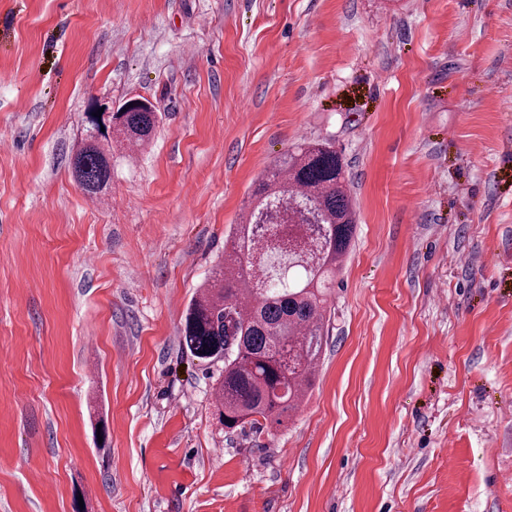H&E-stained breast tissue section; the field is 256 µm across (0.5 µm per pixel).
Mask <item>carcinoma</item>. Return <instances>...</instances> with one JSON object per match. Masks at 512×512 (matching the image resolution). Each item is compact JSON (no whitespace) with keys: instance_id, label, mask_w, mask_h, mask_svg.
<instances>
[{"instance_id":"carcinoma-1","label":"carcinoma","mask_w":512,"mask_h":512,"mask_svg":"<svg viewBox=\"0 0 512 512\" xmlns=\"http://www.w3.org/2000/svg\"><path fill=\"white\" fill-rule=\"evenodd\" d=\"M157 113L134 104L87 136L73 176L91 196L112 180V142L128 155L152 139ZM212 285L189 304L183 338L202 360H222L219 422L234 430L281 425L303 402L327 336L328 298L350 245L355 214L342 155L329 139L282 156L253 191Z\"/></svg>"}]
</instances>
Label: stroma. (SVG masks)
I'll return each instance as SVG.
<instances>
[{
  "mask_svg": "<svg viewBox=\"0 0 512 512\" xmlns=\"http://www.w3.org/2000/svg\"><path fill=\"white\" fill-rule=\"evenodd\" d=\"M131 96L153 139L89 197ZM323 138L357 228L316 381L230 432L186 309ZM78 506L512 512V0H0V512ZM124 104L113 113L112 108L110 110L108 106L101 105L93 106L87 112L88 115L89 112L96 113L104 108L99 117L103 124L112 115L107 121L105 132L98 137L87 135L86 142L73 157V176L88 195H101L109 188L112 180V140L123 145L128 156H131L149 143L154 134L157 113L149 107L134 103L121 112Z\"/></svg>",
  "mask_w": 512,
  "mask_h": 512,
  "instance_id": "1",
  "label": "stroma"
}]
</instances>
